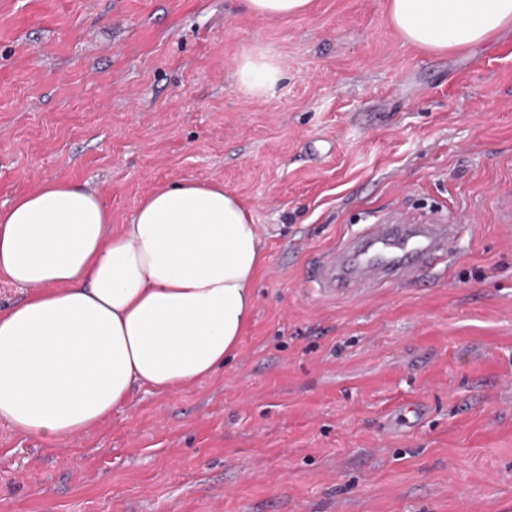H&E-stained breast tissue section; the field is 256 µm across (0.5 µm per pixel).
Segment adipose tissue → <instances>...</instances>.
Here are the masks:
<instances>
[{
  "instance_id": "adipose-tissue-1",
  "label": "adipose tissue",
  "mask_w": 512,
  "mask_h": 512,
  "mask_svg": "<svg viewBox=\"0 0 512 512\" xmlns=\"http://www.w3.org/2000/svg\"><path fill=\"white\" fill-rule=\"evenodd\" d=\"M389 14L415 47L464 51L512 25V0H389ZM236 77L261 93L282 71L257 51ZM262 260L253 215L223 181L156 190L117 230L94 191L42 182L0 210V276L28 291L0 311V419L68 438L134 386L211 376L238 348Z\"/></svg>"
}]
</instances>
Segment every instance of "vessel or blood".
<instances>
[{
    "instance_id": "vessel-or-blood-1",
    "label": "vessel or blood",
    "mask_w": 512,
    "mask_h": 512,
    "mask_svg": "<svg viewBox=\"0 0 512 512\" xmlns=\"http://www.w3.org/2000/svg\"><path fill=\"white\" fill-rule=\"evenodd\" d=\"M460 233L457 224H421L395 213L384 215L363 235L345 238L322 254L310 269L309 281L328 298L400 283L445 260Z\"/></svg>"
}]
</instances>
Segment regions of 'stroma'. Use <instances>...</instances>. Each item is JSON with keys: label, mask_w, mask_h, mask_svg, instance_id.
Wrapping results in <instances>:
<instances>
[{"label": "stroma", "mask_w": 512, "mask_h": 512, "mask_svg": "<svg viewBox=\"0 0 512 512\" xmlns=\"http://www.w3.org/2000/svg\"><path fill=\"white\" fill-rule=\"evenodd\" d=\"M389 0H0V208L56 180L128 223L223 181L264 260L232 358L49 440L0 421V512H512V26L404 41ZM283 77L254 94L238 61ZM463 225L445 270L323 302L373 215ZM311 0H243V8L267 18H285L308 10ZM236 77L242 88L261 93L277 85L282 71L267 52L257 51L244 56L238 63Z\"/></svg>", "instance_id": "35a3bbf8"}]
</instances>
